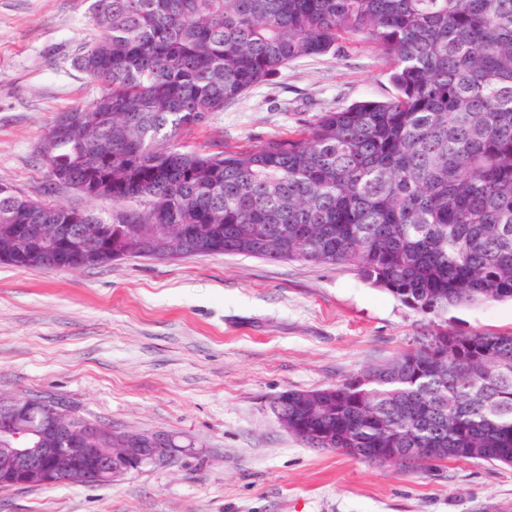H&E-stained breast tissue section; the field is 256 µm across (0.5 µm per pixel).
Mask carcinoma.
<instances>
[{
  "label": "carcinoma",
  "instance_id": "obj_1",
  "mask_svg": "<svg viewBox=\"0 0 512 512\" xmlns=\"http://www.w3.org/2000/svg\"><path fill=\"white\" fill-rule=\"evenodd\" d=\"M91 14L99 35L73 65L100 94L42 141L73 189L121 208L107 222L0 183L1 263L241 255L350 266L434 318L512 300V0H93ZM358 35L386 59L390 99L232 152L178 144L289 62ZM286 395L309 448L512 465L511 330L434 323L386 365Z\"/></svg>",
  "mask_w": 512,
  "mask_h": 512
}]
</instances>
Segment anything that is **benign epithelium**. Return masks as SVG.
I'll return each mask as SVG.
<instances>
[{
	"label": "benign epithelium",
	"instance_id": "obj_1",
	"mask_svg": "<svg viewBox=\"0 0 512 512\" xmlns=\"http://www.w3.org/2000/svg\"><path fill=\"white\" fill-rule=\"evenodd\" d=\"M102 441V448H44L51 437ZM178 449L164 433L117 432L79 420L70 411L48 409L37 394L0 398V485L12 488L65 482L71 485L119 481L148 466L169 464Z\"/></svg>",
	"mask_w": 512,
	"mask_h": 512
}]
</instances>
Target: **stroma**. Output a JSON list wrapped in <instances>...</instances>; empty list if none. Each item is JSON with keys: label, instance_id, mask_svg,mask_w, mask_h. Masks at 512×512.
I'll return each instance as SVG.
<instances>
[{"label": "stroma", "instance_id": "1", "mask_svg": "<svg viewBox=\"0 0 512 512\" xmlns=\"http://www.w3.org/2000/svg\"><path fill=\"white\" fill-rule=\"evenodd\" d=\"M90 3L0 0V180L106 219L112 201L48 191L37 159L54 117L98 94L72 63L98 32ZM393 93L382 53L354 36L290 62L179 142L259 145ZM441 323L512 330V303L452 308ZM428 330L427 317L344 266L236 255L54 272L0 263V397L38 394L187 448L111 485L0 490V512H512V465L405 468L315 450L269 408L284 391L386 364Z\"/></svg>", "mask_w": 512, "mask_h": 512}]
</instances>
